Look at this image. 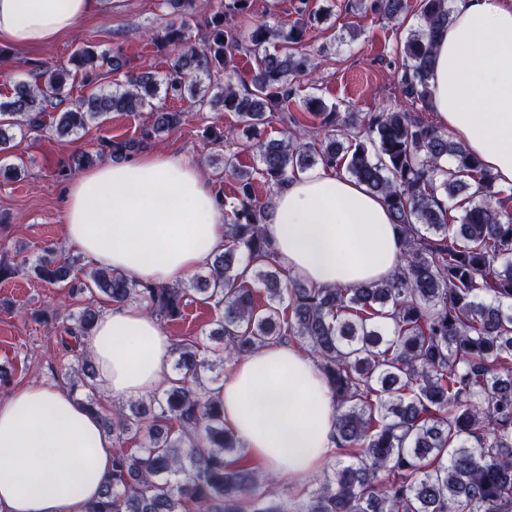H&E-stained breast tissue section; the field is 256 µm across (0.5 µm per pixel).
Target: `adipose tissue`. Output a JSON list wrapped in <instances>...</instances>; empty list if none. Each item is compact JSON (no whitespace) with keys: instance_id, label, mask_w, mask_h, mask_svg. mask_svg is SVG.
Instances as JSON below:
<instances>
[{"instance_id":"ef3b65f1","label":"adipose tissue","mask_w":512,"mask_h":512,"mask_svg":"<svg viewBox=\"0 0 512 512\" xmlns=\"http://www.w3.org/2000/svg\"><path fill=\"white\" fill-rule=\"evenodd\" d=\"M103 0H0V44L37 48L98 15ZM430 109L496 183L512 187V0H453L436 39ZM224 211L176 151L105 162L65 191L63 232L95 267L175 283L224 249ZM264 232L285 272L320 290L391 277L403 236L384 200L322 167L296 174ZM116 399L166 390L173 340L137 304H115L83 338ZM224 425L259 469L304 482L339 453L331 392L315 359L271 343L229 365L215 391ZM115 444L66 389L31 382L0 398V512H85L112 475Z\"/></svg>"}]
</instances>
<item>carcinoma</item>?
Masks as SVG:
<instances>
[{
    "label": "carcinoma",
    "instance_id": "cac0c4a2",
    "mask_svg": "<svg viewBox=\"0 0 512 512\" xmlns=\"http://www.w3.org/2000/svg\"><path fill=\"white\" fill-rule=\"evenodd\" d=\"M452 0H418L419 25L404 47L397 77L405 97L429 108V79L437 34L452 21ZM353 8L387 20L407 17L409 0H355ZM290 27L252 21L253 0H220L204 24L200 46L185 27L152 37L168 55L169 77L128 70L110 92L96 89L98 71L122 69L118 53L84 45L68 63H29V79L0 99V154L14 130L76 135L111 112L151 109L138 140L106 141L114 160L178 128L185 113L154 108L163 96L203 104L208 93L235 114L255 149L258 166L245 170L237 154L224 155L234 182L225 214L224 251L195 288L137 280L108 268L87 270L53 249L29 262L0 241V279L20 270L70 295L90 294L62 324L61 343L89 335L111 303H139L161 321L183 316L190 291L217 314L213 335L223 352L185 336L175 347L179 378L161 395L130 404L103 419L117 444L112 477L86 512H512V193L494 191L495 179L462 143L411 112L342 114L308 96L302 109L319 121L321 138L301 130L254 141L261 126L294 102V83L310 73L299 51L320 13L301 2ZM254 57L237 87L234 53ZM91 88L72 101L66 88ZM94 161L77 152L60 166L68 178ZM343 171L386 202L404 238L401 267L387 280L322 292L282 278L263 235L272 191L316 166ZM477 186L484 199L473 202ZM14 254V261L6 260ZM270 299L256 305L251 285ZM294 339L316 358L336 412L340 447L358 448L351 462L331 461L324 479L297 501L273 490L276 477L239 465L241 441L224 427V406L211 396L216 369L270 343ZM137 442L135 448L122 443Z\"/></svg>",
    "mask_w": 512,
    "mask_h": 512
}]
</instances>
